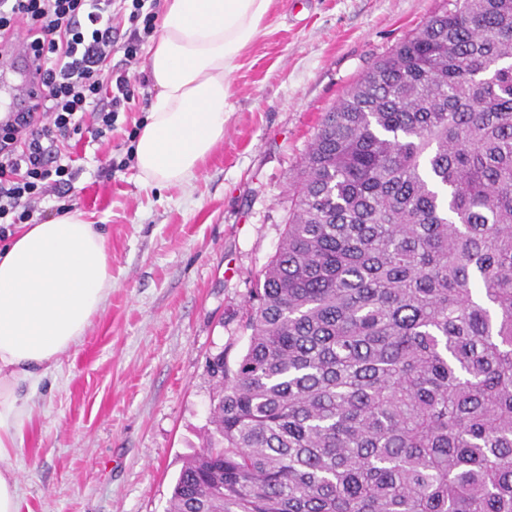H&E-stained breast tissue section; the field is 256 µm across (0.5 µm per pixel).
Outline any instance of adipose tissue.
Returning <instances> with one entry per match:
<instances>
[{
  "label": "adipose tissue",
  "instance_id": "adipose-tissue-1",
  "mask_svg": "<svg viewBox=\"0 0 512 512\" xmlns=\"http://www.w3.org/2000/svg\"><path fill=\"white\" fill-rule=\"evenodd\" d=\"M272 0H166L147 68L156 95L134 156L148 186L192 179L224 139L229 77ZM112 258L78 210L19 225L0 249V512H20L11 458L33 400L112 290Z\"/></svg>",
  "mask_w": 512,
  "mask_h": 512
}]
</instances>
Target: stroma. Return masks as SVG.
<instances>
[{"label": "stroma", "instance_id": "1", "mask_svg": "<svg viewBox=\"0 0 512 512\" xmlns=\"http://www.w3.org/2000/svg\"><path fill=\"white\" fill-rule=\"evenodd\" d=\"M453 0H273L229 77L224 140L191 182L109 174L154 96L146 86L109 142L66 146L72 207L99 224L112 291L34 401L12 458L20 512H167L183 465L207 444L217 384L250 332L247 301L284 232L293 182L323 115L381 57Z\"/></svg>", "mask_w": 512, "mask_h": 512}]
</instances>
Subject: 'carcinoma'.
<instances>
[{
    "label": "carcinoma",
    "instance_id": "1",
    "mask_svg": "<svg viewBox=\"0 0 512 512\" xmlns=\"http://www.w3.org/2000/svg\"><path fill=\"white\" fill-rule=\"evenodd\" d=\"M167 512H512V0L325 113Z\"/></svg>",
    "mask_w": 512,
    "mask_h": 512
}]
</instances>
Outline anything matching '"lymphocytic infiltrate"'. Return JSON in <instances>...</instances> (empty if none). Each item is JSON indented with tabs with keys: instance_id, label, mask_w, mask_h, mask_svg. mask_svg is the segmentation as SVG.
Masks as SVG:
<instances>
[{
	"instance_id": "obj_1",
	"label": "lymphocytic infiltrate",
	"mask_w": 512,
	"mask_h": 512,
	"mask_svg": "<svg viewBox=\"0 0 512 512\" xmlns=\"http://www.w3.org/2000/svg\"><path fill=\"white\" fill-rule=\"evenodd\" d=\"M161 0H0V43L32 52L43 91L28 111L0 119V241L32 223L76 171L62 146L110 138L135 97L129 72L154 33ZM122 43L124 61L112 64Z\"/></svg>"
}]
</instances>
